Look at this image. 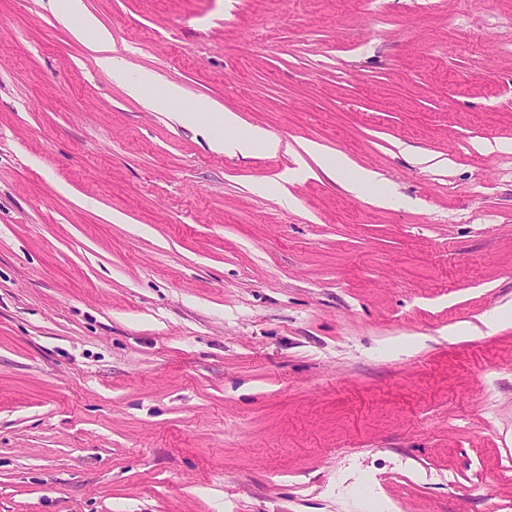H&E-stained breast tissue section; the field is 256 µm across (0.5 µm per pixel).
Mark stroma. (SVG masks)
Masks as SVG:
<instances>
[{"mask_svg": "<svg viewBox=\"0 0 512 512\" xmlns=\"http://www.w3.org/2000/svg\"><path fill=\"white\" fill-rule=\"evenodd\" d=\"M83 3L287 149L0 0V512H512V0ZM51 5L64 22H76L80 31H90L94 34V43L99 50L109 53L97 59L98 66L112 77L113 81L124 85L131 97L145 99L155 109H170L180 121L189 123L204 121L215 135L213 145L217 150L233 154L236 152L251 153L254 150L276 154L280 151L282 144L280 139L258 128L241 132L240 120L235 113L217 112L213 104L207 100L192 101L186 109L171 108L173 103L185 99L183 89L162 81L158 75L149 71L140 73L136 78L129 77L125 60L112 55L111 34L101 28L95 18L87 13L81 0H66L64 7L53 3ZM150 90L156 91L157 94L147 98L146 93ZM223 131H225V135H223ZM306 151L326 175L339 181L350 192H359L363 184L372 178L370 172L352 167L343 155L338 154L334 158H328L314 147H308Z\"/></svg>", "mask_w": 512, "mask_h": 512, "instance_id": "stroma-1", "label": "stroma"}]
</instances>
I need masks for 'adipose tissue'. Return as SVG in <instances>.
I'll list each match as a JSON object with an SVG mask.
<instances>
[{
  "instance_id": "adipose-tissue-1",
  "label": "adipose tissue",
  "mask_w": 512,
  "mask_h": 512,
  "mask_svg": "<svg viewBox=\"0 0 512 512\" xmlns=\"http://www.w3.org/2000/svg\"><path fill=\"white\" fill-rule=\"evenodd\" d=\"M61 19L68 23H77L80 30L92 32L94 42L101 55L97 60L99 67L113 81L124 85L127 93L136 99H148L152 108H173L178 120L198 123L205 122L214 135L215 149L227 153H250L260 150L269 154L278 153L281 141L267 132L251 128L241 130L240 120L235 113L217 111L209 101L199 99L189 102L188 108H180L179 103L185 99L183 89L167 83L149 71L140 73L137 77H129L124 59L112 55V36L101 28L95 18L84 8L82 0H66L64 6L58 7Z\"/></svg>"
}]
</instances>
